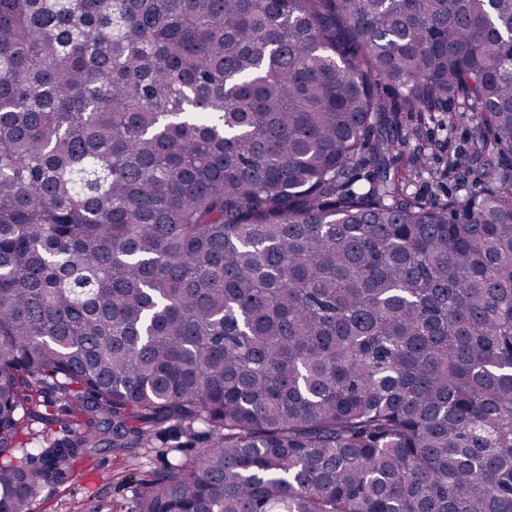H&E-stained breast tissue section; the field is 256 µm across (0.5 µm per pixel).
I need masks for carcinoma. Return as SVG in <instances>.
Returning <instances> with one entry per match:
<instances>
[{"mask_svg": "<svg viewBox=\"0 0 512 512\" xmlns=\"http://www.w3.org/2000/svg\"><path fill=\"white\" fill-rule=\"evenodd\" d=\"M46 390L0 512L196 425L133 512H512V0H0V455ZM443 113L433 112L421 118L416 113H403L404 128L418 130L420 137L429 144L424 156L426 170L412 177L408 191L432 201L462 194L463 186L471 182L476 174L473 168H461L450 176L442 175L448 154L464 159L473 153L476 127L473 123L448 127ZM48 397L53 401L54 407L49 408L48 413H55V417L60 418V422H50L45 419H28L18 434V441L15 448H11L9 453L0 457L9 458L11 455L20 456L21 448H42L67 438L70 430H74L81 419L77 415L68 413L69 402L66 398L53 394Z\"/></svg>", "mask_w": 512, "mask_h": 512, "instance_id": "carcinoma-1", "label": "carcinoma"}]
</instances>
